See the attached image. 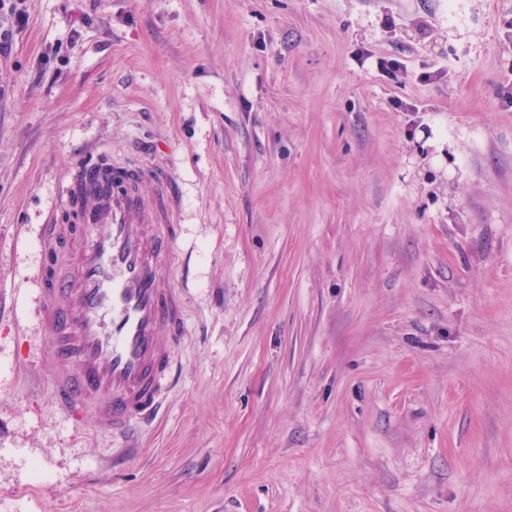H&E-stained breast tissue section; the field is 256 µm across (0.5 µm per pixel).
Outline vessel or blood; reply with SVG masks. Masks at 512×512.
Segmentation results:
<instances>
[{
	"label": "vessel or blood",
	"instance_id": "b4317fda",
	"mask_svg": "<svg viewBox=\"0 0 512 512\" xmlns=\"http://www.w3.org/2000/svg\"><path fill=\"white\" fill-rule=\"evenodd\" d=\"M97 180L64 194L60 211L75 224L47 225L59 244L39 290L41 322L54 353L43 361L57 410L76 420L92 414L98 429L126 440L156 417L175 385L174 348L185 336L180 291L166 273L174 204L134 185L152 172L95 158Z\"/></svg>",
	"mask_w": 512,
	"mask_h": 512
}]
</instances>
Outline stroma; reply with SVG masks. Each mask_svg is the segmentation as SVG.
I'll return each mask as SVG.
<instances>
[{
    "label": "stroma",
    "mask_w": 512,
    "mask_h": 512,
    "mask_svg": "<svg viewBox=\"0 0 512 512\" xmlns=\"http://www.w3.org/2000/svg\"><path fill=\"white\" fill-rule=\"evenodd\" d=\"M22 8L0 512H512V0ZM90 154L178 201L187 334L130 450L37 364L40 230Z\"/></svg>",
    "instance_id": "stroma-1"
}]
</instances>
